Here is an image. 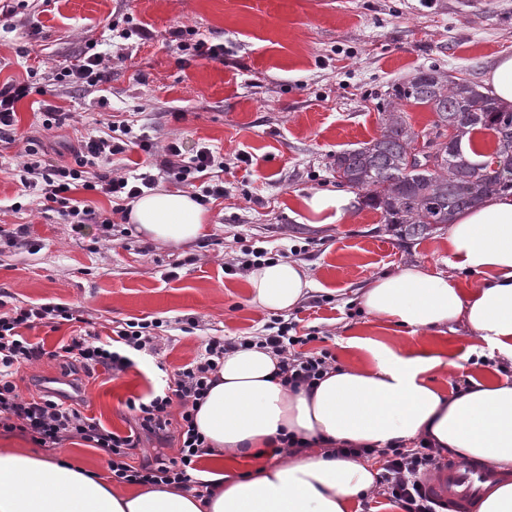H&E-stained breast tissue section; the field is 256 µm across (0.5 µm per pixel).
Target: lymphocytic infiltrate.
<instances>
[{
	"mask_svg": "<svg viewBox=\"0 0 512 512\" xmlns=\"http://www.w3.org/2000/svg\"><path fill=\"white\" fill-rule=\"evenodd\" d=\"M111 74L106 55L84 52L61 67L54 79L92 89L110 82ZM35 91L31 82L9 81L0 85V144L14 143L17 105ZM106 126L103 135L79 139L72 149L74 162L70 165L54 162L35 146L25 149V159L18 173L21 185L36 193L43 212L56 213L74 232H82L89 224L99 225L102 232H109L114 216H128L125 201L137 199L145 191L154 189L162 175L172 177L184 186L203 182V197L215 200L223 197L224 182L212 178L211 173L226 170V162L217 160L206 147L199 148L192 156H184L176 141L167 145L154 170L128 177L113 176L110 169L113 155L123 152L129 144L142 146L143 141L133 136L127 121L113 119L107 121ZM79 189L108 197L112 204L111 213L101 212L75 198L74 193ZM61 322L79 323L85 325L86 330L51 352L25 335L26 330L37 325ZM92 325V317L79 307L50 302L20 306L0 298V430L19 432L44 448H56L76 438L91 443L108 455L113 476L130 484L189 487L195 464L208 448L205 437L196 428L194 416L217 380L225 355L230 352L252 346L270 350L280 358L279 375L283 384L293 389L315 385L332 367L328 353L299 351L303 339L292 335L284 321L275 327L267 326L264 334L251 338L235 340L210 336L196 358L180 369L161 393L150 394L148 400L134 405L141 431L123 436L104 429L74 404L55 399L52 392L22 396L13 381L21 363L44 357L78 364L91 376L101 368L115 374L126 371L134 364L133 353L151 356L158 351L161 321L130 320L113 327L111 336L106 338L93 333ZM174 404L181 409L178 457L159 456L136 466L129 464L128 457L131 450L138 447L141 432L166 430L168 409ZM362 454L379 459V493L394 503L400 512H439L422 480L425 473L439 467L442 455L438 449L426 445L366 448Z\"/></svg>",
	"mask_w": 512,
	"mask_h": 512,
	"instance_id": "f902f5d3",
	"label": "lymphocytic infiltrate"
}]
</instances>
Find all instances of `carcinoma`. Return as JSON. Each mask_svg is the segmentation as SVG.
Here are the masks:
<instances>
[{"label": "carcinoma", "mask_w": 512, "mask_h": 512, "mask_svg": "<svg viewBox=\"0 0 512 512\" xmlns=\"http://www.w3.org/2000/svg\"><path fill=\"white\" fill-rule=\"evenodd\" d=\"M397 99L431 106L436 120L417 132L394 106L385 113L379 137L333 161L341 182L364 192L385 223L408 238L425 236L486 197L512 190V111L476 84L450 82L433 67L399 88ZM482 128L497 139L490 164L475 160L463 145Z\"/></svg>", "instance_id": "cac0c4a2"}]
</instances>
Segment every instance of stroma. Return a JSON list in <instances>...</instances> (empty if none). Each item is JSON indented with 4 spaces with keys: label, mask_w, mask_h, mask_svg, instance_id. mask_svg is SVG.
I'll list each match as a JSON object with an SVG mask.
<instances>
[{
    "label": "stroma",
    "mask_w": 512,
    "mask_h": 512,
    "mask_svg": "<svg viewBox=\"0 0 512 512\" xmlns=\"http://www.w3.org/2000/svg\"><path fill=\"white\" fill-rule=\"evenodd\" d=\"M126 27L134 31L127 39ZM181 27L223 44V61L175 52L171 33ZM90 46L112 60L105 92L51 84L61 63ZM503 55H512V0H29L10 27H0V83L30 78L48 92L19 103L16 141L0 151L10 165L31 138L68 155L71 142L113 113L133 120L134 134L155 154L176 140L189 154L205 146L219 158L244 153L252 161L225 170L223 198L207 205L209 237L180 248L120 227L105 235L91 224L74 234L61 217L42 214L16 177L0 173V225H27L30 240L26 247L0 240V289L28 304L83 307L102 336L137 318L166 325L160 354L136 359L124 373L89 378L44 359L19 367V392L68 396L124 435L135 425L128 399L174 377L204 337L257 336L280 316L311 335L305 351H328L340 365L363 362L351 345L361 338L447 350L460 364L440 380L448 390L481 374L512 378V363L479 352L464 326L411 336L359 307L360 289L400 266L447 272L446 229L405 238L366 204L348 223L312 229L296 205L339 188L336 153L379 136L391 104L415 131L431 126L430 106L395 98L419 70L432 66L480 85ZM44 102L69 113L65 130L42 129ZM250 244L297 250L313 289L296 308L282 315L260 308L250 301L246 272L225 273V262ZM41 454L110 473L107 455L78 439Z\"/></svg>",
    "instance_id": "1"
}]
</instances>
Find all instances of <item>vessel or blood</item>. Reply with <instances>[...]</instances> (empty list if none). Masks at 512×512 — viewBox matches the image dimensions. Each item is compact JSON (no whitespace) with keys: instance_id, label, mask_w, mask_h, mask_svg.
Returning a JSON list of instances; mask_svg holds the SVG:
<instances>
[{"instance_id":"obj_1","label":"vessel or blood","mask_w":512,"mask_h":512,"mask_svg":"<svg viewBox=\"0 0 512 512\" xmlns=\"http://www.w3.org/2000/svg\"><path fill=\"white\" fill-rule=\"evenodd\" d=\"M511 480L512 468L493 470L478 462L451 460L441 465L427 490L444 512H476L487 484Z\"/></svg>"}]
</instances>
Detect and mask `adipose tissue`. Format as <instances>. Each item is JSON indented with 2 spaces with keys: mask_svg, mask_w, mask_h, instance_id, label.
Instances as JSON below:
<instances>
[{
  "mask_svg": "<svg viewBox=\"0 0 512 512\" xmlns=\"http://www.w3.org/2000/svg\"><path fill=\"white\" fill-rule=\"evenodd\" d=\"M318 225L345 224L359 202L344 190L316 191L299 200ZM208 211L193 195L158 189L130 204L129 219L150 240L174 247L210 233ZM448 272L409 264L373 279L358 302L369 316L410 334L463 324L499 355L512 360V193L489 196L448 226ZM477 274L465 284L455 270ZM252 303L271 311L295 308L312 288L298 263L254 267ZM369 365L339 366L314 389L284 386L279 359L252 348L229 353L195 423L209 451L205 497L173 487L113 488L87 475L16 448L0 450V512H349L352 500L374 489V460L332 455L336 444L359 448L420 443L479 459L512 464V379L470 380L449 391L431 371L456 361L365 344ZM299 447H281L282 434ZM257 466L239 471L242 459Z\"/></svg>",
  "mask_w": 512,
  "mask_h": 512,
  "instance_id": "ef3b65f1",
  "label": "adipose tissue"
}]
</instances>
